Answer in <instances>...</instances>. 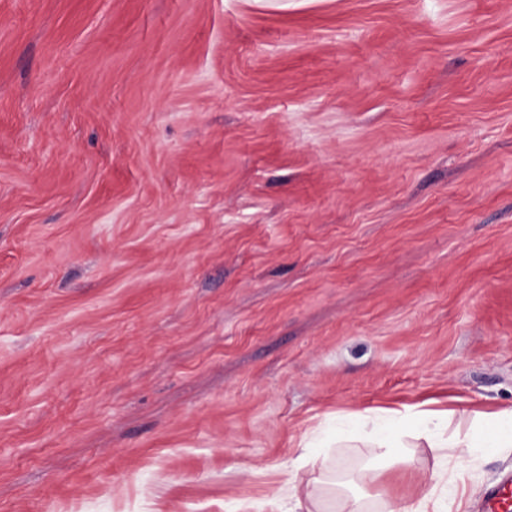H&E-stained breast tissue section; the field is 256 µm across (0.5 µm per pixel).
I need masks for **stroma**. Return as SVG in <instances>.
I'll list each match as a JSON object with an SVG mask.
<instances>
[{"label":"stroma","mask_w":512,"mask_h":512,"mask_svg":"<svg viewBox=\"0 0 512 512\" xmlns=\"http://www.w3.org/2000/svg\"><path fill=\"white\" fill-rule=\"evenodd\" d=\"M509 407L512 0H0V512H389L447 449L302 436ZM282 476V482L288 485V492L291 493L290 497L294 501V507L289 512H312L310 506H315L316 504L318 497L317 487L310 482L303 485L289 471H284Z\"/></svg>","instance_id":"35a3bbf8"}]
</instances>
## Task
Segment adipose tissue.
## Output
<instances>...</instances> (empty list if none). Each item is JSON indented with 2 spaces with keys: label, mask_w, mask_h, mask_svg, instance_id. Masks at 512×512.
Returning <instances> with one entry per match:
<instances>
[{
  "label": "adipose tissue",
  "mask_w": 512,
  "mask_h": 512,
  "mask_svg": "<svg viewBox=\"0 0 512 512\" xmlns=\"http://www.w3.org/2000/svg\"><path fill=\"white\" fill-rule=\"evenodd\" d=\"M356 427L372 453L381 458L395 456L402 437L410 431L429 447L451 449L453 472L458 477L469 473L481 449L512 451V407L499 411L491 421L483 423L471 438L464 441L446 436L448 417L438 412L421 413L411 423L392 415L382 419L374 416L370 420L357 422Z\"/></svg>",
  "instance_id": "ef3b65f1"
}]
</instances>
